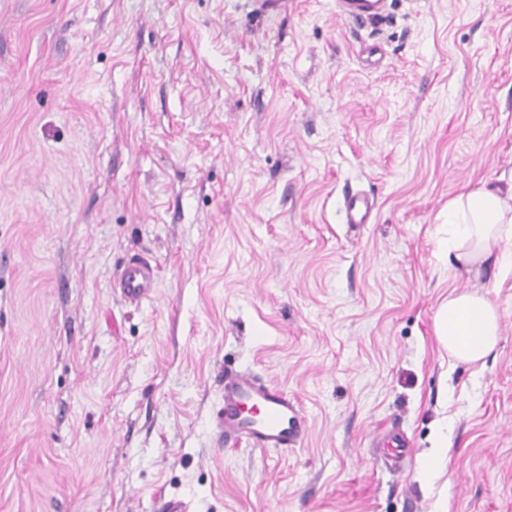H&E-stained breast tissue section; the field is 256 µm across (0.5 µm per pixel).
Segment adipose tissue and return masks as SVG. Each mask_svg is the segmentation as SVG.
I'll list each match as a JSON object with an SVG mask.
<instances>
[{"label":"adipose tissue","instance_id":"obj_1","mask_svg":"<svg viewBox=\"0 0 512 512\" xmlns=\"http://www.w3.org/2000/svg\"><path fill=\"white\" fill-rule=\"evenodd\" d=\"M448 223L458 260L512 267V193L464 191L449 202ZM435 333L452 361L476 364L498 344L499 312L486 295L452 292L439 307Z\"/></svg>","mask_w":512,"mask_h":512}]
</instances>
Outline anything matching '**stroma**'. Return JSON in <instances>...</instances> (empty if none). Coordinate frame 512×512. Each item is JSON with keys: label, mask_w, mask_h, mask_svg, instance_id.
I'll use <instances>...</instances> for the list:
<instances>
[{"label": "stroma", "mask_w": 512, "mask_h": 512, "mask_svg": "<svg viewBox=\"0 0 512 512\" xmlns=\"http://www.w3.org/2000/svg\"><path fill=\"white\" fill-rule=\"evenodd\" d=\"M391 2L0 0V512H512V268L444 226L512 187V0ZM452 291L499 311L484 366L435 335ZM228 366L300 447H219ZM385 0H336L338 12L353 21L367 20L383 15ZM373 210V203L366 198L350 196L345 200V220L349 224H366ZM157 273L155 266L143 257L130 258L119 270L112 283L130 304L140 305L151 297Z\"/></svg>", "instance_id": "35a3bbf8"}]
</instances>
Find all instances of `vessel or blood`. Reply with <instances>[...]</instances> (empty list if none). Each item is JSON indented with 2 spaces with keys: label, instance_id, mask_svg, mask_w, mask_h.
Wrapping results in <instances>:
<instances>
[{
  "label": "vessel or blood",
  "instance_id": "obj_1",
  "mask_svg": "<svg viewBox=\"0 0 512 512\" xmlns=\"http://www.w3.org/2000/svg\"><path fill=\"white\" fill-rule=\"evenodd\" d=\"M385 0H336L341 15L363 21L382 15ZM373 205L359 197L345 201V220L350 224L367 223ZM155 266L145 258H130L119 270L112 286L131 304L149 299L156 284ZM254 406L258 415H245L244 406ZM218 443L247 442L260 448L285 450L297 447L309 431L306 414L285 389L265 383L247 371H224V401L214 415Z\"/></svg>",
  "mask_w": 512,
  "mask_h": 512
}]
</instances>
